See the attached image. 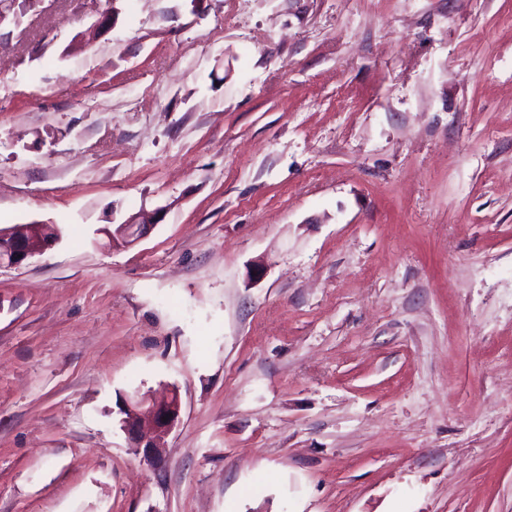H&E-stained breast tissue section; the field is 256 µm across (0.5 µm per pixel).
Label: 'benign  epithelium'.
Masks as SVG:
<instances>
[{
    "mask_svg": "<svg viewBox=\"0 0 512 512\" xmlns=\"http://www.w3.org/2000/svg\"><path fill=\"white\" fill-rule=\"evenodd\" d=\"M164 216L161 208L140 211L129 216L113 229L103 228L101 233L112 244L132 245L147 234ZM61 237L56 224L33 222L0 228V269L16 268L31 258L53 247ZM181 411L178 391L166 398L153 401L147 396H134L126 401L122 413L123 426L134 447L143 449V456L154 464L161 462L160 441L175 427Z\"/></svg>",
    "mask_w": 512,
    "mask_h": 512,
    "instance_id": "1",
    "label": "benign epithelium"
}]
</instances>
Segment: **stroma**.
Returning a JSON list of instances; mask_svg holds the SVG:
<instances>
[{"label": "stroma", "instance_id": "stroma-1", "mask_svg": "<svg viewBox=\"0 0 512 512\" xmlns=\"http://www.w3.org/2000/svg\"><path fill=\"white\" fill-rule=\"evenodd\" d=\"M35 221L0 512H512V0H18L0 227ZM173 388L155 467L120 402ZM163 216L162 208L153 211L142 210L129 216L122 224L112 228V231L106 227L100 231L105 235L109 244L112 242V245L117 243L132 245L158 224Z\"/></svg>", "mask_w": 512, "mask_h": 512}]
</instances>
